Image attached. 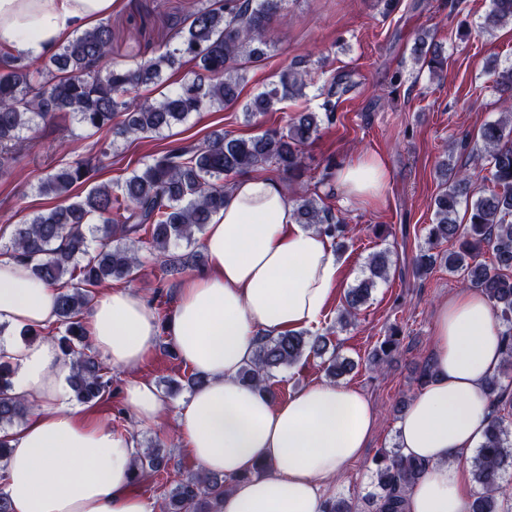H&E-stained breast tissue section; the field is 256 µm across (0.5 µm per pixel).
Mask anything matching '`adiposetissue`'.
Wrapping results in <instances>:
<instances>
[{"label": "adipose tissue", "instance_id": "obj_1", "mask_svg": "<svg viewBox=\"0 0 512 512\" xmlns=\"http://www.w3.org/2000/svg\"><path fill=\"white\" fill-rule=\"evenodd\" d=\"M121 0H0V47L42 58L95 27ZM349 197L378 201L387 174L377 159L336 171ZM295 200L265 174L237 179L206 225L207 264L186 276L166 322L136 293L99 291L85 316L90 341L116 370L134 369L166 334L181 360L206 378L176 409L177 434L203 472L232 479L223 512H324L325 489L359 458L375 427L367 397L351 386L309 385L283 402L241 381L262 336L317 330L343 279L329 238L296 223ZM56 288L31 264L0 254V325L42 329L57 320ZM435 376L397 423L405 457L426 470L405 512H466L464 461L489 419L487 381L502 361V327L479 291L459 290L436 316ZM14 396L34 414L9 435L4 490L12 512H153L129 490L136 443L70 406L72 366L57 343L0 338ZM123 401L137 427L158 425L165 400L153 382L130 380Z\"/></svg>", "mask_w": 512, "mask_h": 512}]
</instances>
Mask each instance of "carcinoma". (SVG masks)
I'll return each mask as SVG.
<instances>
[{"instance_id":"1","label":"carcinoma","mask_w":512,"mask_h":512,"mask_svg":"<svg viewBox=\"0 0 512 512\" xmlns=\"http://www.w3.org/2000/svg\"><path fill=\"white\" fill-rule=\"evenodd\" d=\"M284 2L199 0L189 15L171 24L173 43L130 65L110 61L112 27L107 22L50 50L38 66L0 47V154L21 162L25 157L23 131L54 124L62 113L96 132L112 130L113 119L121 116L116 134L139 139L169 129L194 112L236 102L244 64L265 59L274 25L284 14ZM506 24L512 25V0H490L484 29ZM414 55L434 74L443 72L447 64L442 47L422 36ZM181 61L194 65L191 80L160 99L138 98L142 88L162 79L164 68ZM488 70L505 95L506 108L503 117L479 129V149L473 157L489 166L497 191L471 201L468 223H457L458 206L468 193L471 177L443 161L444 183L432 201L434 224L428 230L427 247L414 257L412 269L419 276L426 275L440 260L448 272L460 274L467 287L484 294L503 326V362L512 366V65L500 69L493 62ZM309 76L306 57H294L277 81L244 105L245 118L303 95ZM323 95L322 112L292 118L284 130L269 129L248 139L220 135L199 146H173L124 181L95 186L77 201L73 200L74 188L92 178L112 144L103 145L94 156L60 167L42 181L39 193L55 204L25 216L0 252L32 262L34 274L57 287L59 347L73 362L71 386L79 402L112 397V368L87 352L82 316L94 289L114 278L137 276L143 267V252L167 273H179L196 263L197 253L181 254L175 248L181 241L192 243L195 233L203 231L211 216L224 207L228 190L224 178L262 167L290 177L299 174L300 147L317 134L322 119L334 118L336 83ZM320 200V196L300 197L296 223L315 227L339 245L348 237L349 225ZM452 240L458 241V249L436 251L440 243ZM485 243L493 245L492 265L478 260ZM390 267L389 252L371 256L368 276L346 292L341 325L351 324L377 281L388 278ZM398 347L399 339L387 336L371 358L373 367H380L383 356ZM311 355L322 359L326 376L334 381L355 367L352 360L328 352L326 337L292 330L263 337L240 378L274 398L276 372ZM12 375L10 365L0 362L1 430L25 420L31 411L11 395ZM501 376L497 372L487 383L491 420L471 460L480 492L467 512H501L502 501L512 498V486L504 479L505 470L512 466V426L499 412L508 391ZM163 461V455L148 449L137 452L134 482L160 476ZM374 464L376 491L366 496L369 506L373 512H403L405 495L424 473L425 464L404 457L398 449L383 451ZM227 488L222 477L189 474L165 495L163 512H222Z\"/></svg>"}]
</instances>
